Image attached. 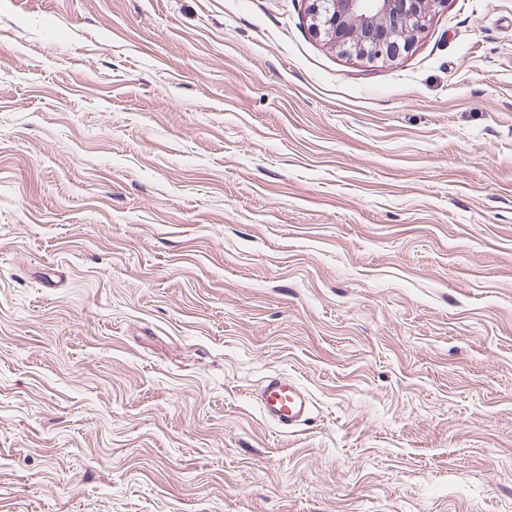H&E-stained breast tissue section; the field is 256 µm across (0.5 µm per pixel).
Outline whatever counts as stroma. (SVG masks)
Segmentation results:
<instances>
[{"label":"stroma","instance_id":"obj_1","mask_svg":"<svg viewBox=\"0 0 512 512\" xmlns=\"http://www.w3.org/2000/svg\"><path fill=\"white\" fill-rule=\"evenodd\" d=\"M0 512H512V0H0ZM312 28L332 46L369 61L407 50L447 0H307ZM263 415L289 433L309 418L311 400L306 390L293 378L280 375L268 377L259 392Z\"/></svg>","mask_w":512,"mask_h":512}]
</instances>
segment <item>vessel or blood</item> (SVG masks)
<instances>
[{
    "label": "vessel or blood",
    "instance_id": "vessel-or-blood-1",
    "mask_svg": "<svg viewBox=\"0 0 512 512\" xmlns=\"http://www.w3.org/2000/svg\"><path fill=\"white\" fill-rule=\"evenodd\" d=\"M258 400L263 415L288 431L303 425L311 411L310 397L301 384L280 375L268 377Z\"/></svg>",
    "mask_w": 512,
    "mask_h": 512
}]
</instances>
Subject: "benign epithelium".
<instances>
[{"label": "benign epithelium", "instance_id": "benign-epithelium-1", "mask_svg": "<svg viewBox=\"0 0 512 512\" xmlns=\"http://www.w3.org/2000/svg\"><path fill=\"white\" fill-rule=\"evenodd\" d=\"M447 0H309L312 28L328 42L369 61L408 49L429 15Z\"/></svg>", "mask_w": 512, "mask_h": 512}]
</instances>
